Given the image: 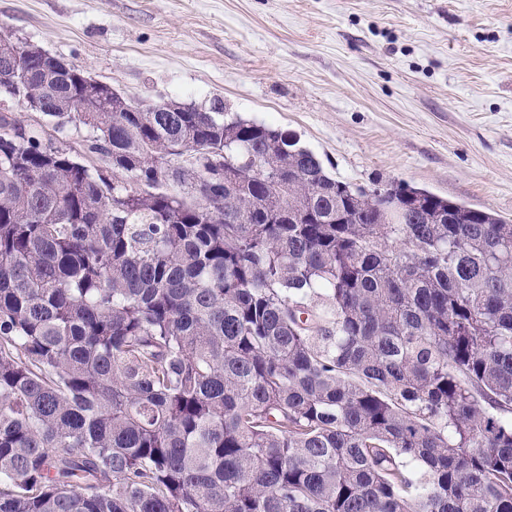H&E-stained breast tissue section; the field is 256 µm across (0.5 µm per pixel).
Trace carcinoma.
<instances>
[{"label": "carcinoma", "mask_w": 512, "mask_h": 512, "mask_svg": "<svg viewBox=\"0 0 512 512\" xmlns=\"http://www.w3.org/2000/svg\"><path fill=\"white\" fill-rule=\"evenodd\" d=\"M15 54L121 176L0 110V512H512V221Z\"/></svg>", "instance_id": "obj_1"}]
</instances>
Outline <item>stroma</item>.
Segmentation results:
<instances>
[{
    "mask_svg": "<svg viewBox=\"0 0 512 512\" xmlns=\"http://www.w3.org/2000/svg\"><path fill=\"white\" fill-rule=\"evenodd\" d=\"M0 28L141 104L288 130L338 179L512 219V0H0Z\"/></svg>",
    "mask_w": 512,
    "mask_h": 512,
    "instance_id": "35a3bbf8",
    "label": "stroma"
}]
</instances>
